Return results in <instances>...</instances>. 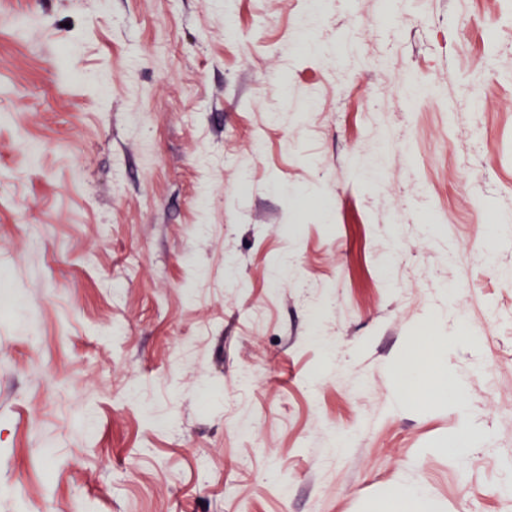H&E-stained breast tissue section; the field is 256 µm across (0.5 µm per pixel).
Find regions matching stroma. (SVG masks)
Instances as JSON below:
<instances>
[{"mask_svg":"<svg viewBox=\"0 0 512 512\" xmlns=\"http://www.w3.org/2000/svg\"><path fill=\"white\" fill-rule=\"evenodd\" d=\"M307 8L0 0V512H512V9ZM392 494L396 499L410 504L415 512L431 511L432 505L430 501L413 486L399 483L393 489Z\"/></svg>","mask_w":512,"mask_h":512,"instance_id":"obj_1","label":"stroma"}]
</instances>
